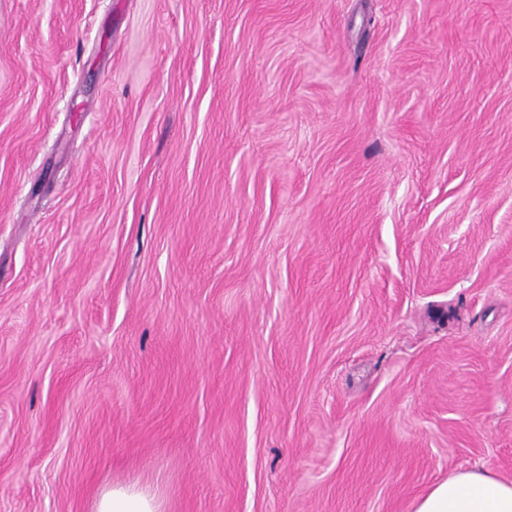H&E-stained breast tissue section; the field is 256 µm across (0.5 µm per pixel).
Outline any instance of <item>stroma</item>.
Masks as SVG:
<instances>
[{
    "label": "stroma",
    "instance_id": "35a3bbf8",
    "mask_svg": "<svg viewBox=\"0 0 512 512\" xmlns=\"http://www.w3.org/2000/svg\"><path fill=\"white\" fill-rule=\"evenodd\" d=\"M512 479V0H0V512H411ZM412 512H512V480L487 469L456 472L418 498ZM95 512H163L155 496L135 486H118L103 491L98 497Z\"/></svg>",
    "mask_w": 512,
    "mask_h": 512
}]
</instances>
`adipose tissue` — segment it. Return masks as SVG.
Returning a JSON list of instances; mask_svg holds the SVG:
<instances>
[{
	"mask_svg": "<svg viewBox=\"0 0 512 512\" xmlns=\"http://www.w3.org/2000/svg\"><path fill=\"white\" fill-rule=\"evenodd\" d=\"M95 512H162L161 501L133 486L103 491ZM412 512H512V480L486 469L454 473L418 498Z\"/></svg>",
	"mask_w": 512,
	"mask_h": 512,
	"instance_id": "obj_1",
	"label": "adipose tissue"
}]
</instances>
